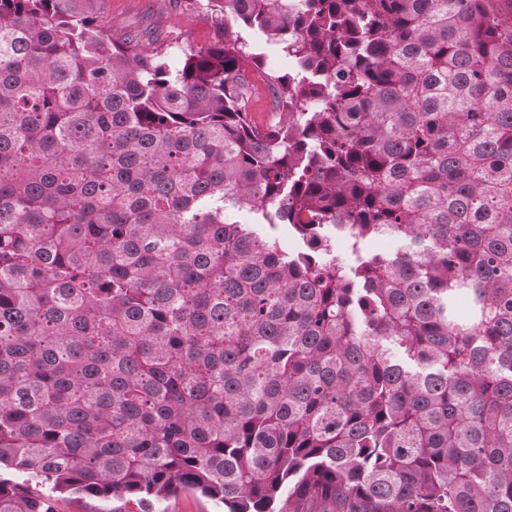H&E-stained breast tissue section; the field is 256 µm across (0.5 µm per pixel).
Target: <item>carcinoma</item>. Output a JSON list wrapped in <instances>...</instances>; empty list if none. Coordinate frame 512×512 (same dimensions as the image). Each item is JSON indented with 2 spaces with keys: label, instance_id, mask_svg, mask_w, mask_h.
Masks as SVG:
<instances>
[{
  "label": "carcinoma",
  "instance_id": "cac0c4a2",
  "mask_svg": "<svg viewBox=\"0 0 512 512\" xmlns=\"http://www.w3.org/2000/svg\"><path fill=\"white\" fill-rule=\"evenodd\" d=\"M104 2L0 0V512H512V12L213 0L173 68ZM250 51L261 52L264 56V69L271 74H284L292 72L294 62L288 60V56L281 52L275 45L267 43L259 33H243ZM54 512H141L136 501H105L80 494H61L51 500ZM155 512H224V506L216 504L199 493L181 492L156 503Z\"/></svg>",
  "mask_w": 512,
  "mask_h": 512
}]
</instances>
